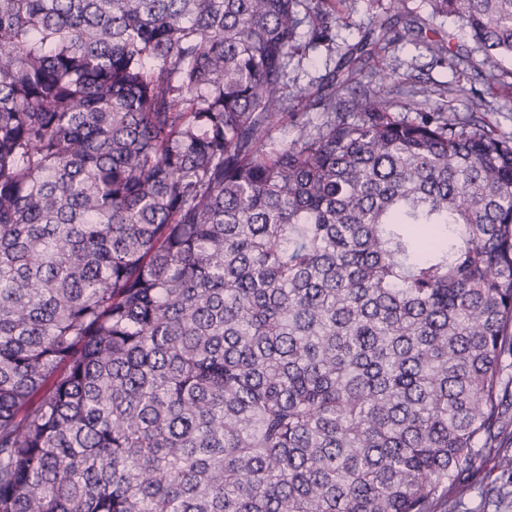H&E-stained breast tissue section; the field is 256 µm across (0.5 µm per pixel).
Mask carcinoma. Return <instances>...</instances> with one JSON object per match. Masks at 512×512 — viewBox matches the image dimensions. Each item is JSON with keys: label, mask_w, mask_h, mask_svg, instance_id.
Returning a JSON list of instances; mask_svg holds the SVG:
<instances>
[{"label": "carcinoma", "mask_w": 512, "mask_h": 512, "mask_svg": "<svg viewBox=\"0 0 512 512\" xmlns=\"http://www.w3.org/2000/svg\"><path fill=\"white\" fill-rule=\"evenodd\" d=\"M486 83L512 0H428ZM380 25L356 47L413 41ZM345 0H0V512H436L512 428V138L347 59ZM388 0H346V22L336 25L333 42L306 48L295 54L288 65V93L296 98L304 89L315 86L331 71L339 57L355 44L361 32L386 19ZM297 112H299V114L297 115L296 119H294L297 122H310V125H316L320 123L321 115L319 110H299ZM295 121H293V119H288L287 124H284L283 127H280L277 131L273 133V136L277 144H287L291 141L293 137L296 136L297 131L295 127Z\"/></svg>", "instance_id": "1"}]
</instances>
